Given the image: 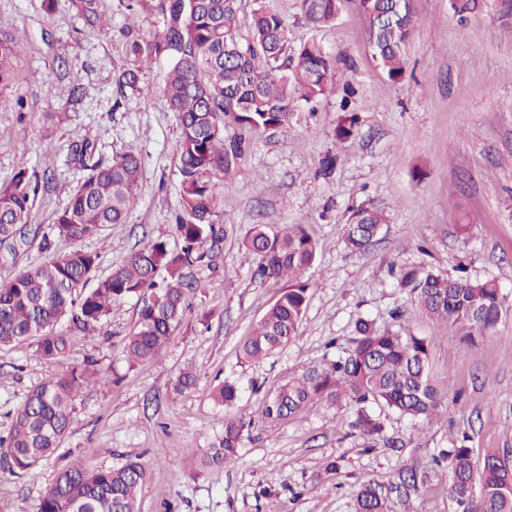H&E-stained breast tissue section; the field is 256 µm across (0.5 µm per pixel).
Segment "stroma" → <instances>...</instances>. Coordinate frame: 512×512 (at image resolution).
I'll return each instance as SVG.
<instances>
[{"label":"stroma","mask_w":512,"mask_h":512,"mask_svg":"<svg viewBox=\"0 0 512 512\" xmlns=\"http://www.w3.org/2000/svg\"><path fill=\"white\" fill-rule=\"evenodd\" d=\"M273 4L295 42L317 39L333 55L336 93L298 101L284 127L251 136L225 177L215 236L187 272L196 286L190 308L158 360L132 364L123 352L140 298L113 307L90 333L61 323L72 338L70 363L93 362L96 380L78 394L60 448L34 473L19 474L0 456V501L10 512H36L65 466L129 457L148 468L140 512H355L363 484L393 482L403 468L424 481L409 506L395 502L390 512H457L448 465L434 460L439 449L464 439L475 454L512 455V14L502 0H476L464 14L448 0H414L406 75L395 82L372 58L369 22L356 0H343L335 22L320 29L297 0ZM126 5L103 0L109 27L99 32L63 4L50 15L45 0H0V18L25 48L22 79L0 91V187L12 184L22 162L46 173L31 214L46 227L85 176L73 159L76 147L90 144L104 163L118 154L142 161L138 203L125 223L78 242L51 233L2 245L0 284L75 248L97 253L102 274L152 241L181 249L172 224L180 128L162 91V64L140 73L139 91L119 85ZM349 113L353 134L338 140L336 127ZM372 205L387 222L369 249L352 250L348 219ZM259 224L275 232L306 225L316 258L303 275L310 298L296 339L249 361L241 343L290 285L254 279L256 260L244 244ZM410 265L495 281L503 294L498 324L480 332L430 318L396 286L394 271ZM361 319L378 328L397 319L427 338L442 394L438 416L413 420L382 408V434L366 436L350 427L351 406L323 401L286 424L264 425L258 408L265 390L328 368L351 346ZM188 370L197 374L194 387L175 393ZM61 371L30 344L0 348V434L28 392ZM226 380L240 388L230 406L212 398ZM235 417L250 422L240 458L202 467L225 420Z\"/></svg>","instance_id":"1"}]
</instances>
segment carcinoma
I'll return each mask as SVG.
<instances>
[{
	"mask_svg": "<svg viewBox=\"0 0 512 512\" xmlns=\"http://www.w3.org/2000/svg\"><path fill=\"white\" fill-rule=\"evenodd\" d=\"M69 9L92 28L106 29L102 0H67ZM136 0L138 10L158 11L162 29L142 37L135 23L126 26V68L122 86L135 88L144 67L162 59L163 93L180 126L176 151L181 175L180 209L175 233L181 252L171 254L163 241L131 252L106 275H96L98 255L72 250L49 258L33 270L0 286V346L31 341L42 360L58 362L70 347V336L57 329L68 319L86 331L97 326L112 308L156 286L157 270L165 268L166 283L145 303L123 352L137 363L156 358L188 307L191 283L183 269L201 260V247L215 236L213 210L224 194V175L244 155L252 134L288 123L295 100L306 101L331 92L336 59L316 39L295 43L271 0ZM342 0H299L316 29L336 19ZM369 19L372 57L393 81L404 78L405 47L416 27L413 0H357ZM247 33H242V30ZM23 44L0 19V87H13L21 77ZM87 171L69 204L55 214L52 231L79 241L102 235L125 221L138 202L141 160L122 154L102 164L93 149L79 151ZM34 199L27 169L20 165L11 186L0 188V245H14L29 227ZM386 221L378 207L352 213L346 240L355 250L367 248ZM258 258L254 276L276 283L310 268L316 257L312 237L301 224L284 233L256 228L245 243ZM93 287H87L90 281ZM397 287L430 317L480 331L494 327L502 310V295L492 281L442 275L425 267H404ZM309 283L297 282L284 291L242 345L248 360L268 357L292 342L308 299ZM359 336L331 369L313 370L269 387L260 419L277 426L318 400H348L355 410L352 427L379 435L382 422L372 406L387 407L412 419H431L440 394L429 372L426 339L404 328L377 329L358 323ZM92 379L88 367H70L35 386L18 407L0 449L9 463L29 473L51 457L67 434L78 392ZM231 382L212 392L219 405L238 399ZM245 427L243 419L224 423V436L212 445L203 464L222 468L233 462ZM448 461V495L458 512H512V459L495 450L475 458L460 445L440 452ZM147 466L138 458L117 465L92 466L83 461L61 471L46 488L36 512H138V495ZM391 487L367 483L357 495L356 512H388Z\"/></svg>",
	"mask_w": 512,
	"mask_h": 512,
	"instance_id": "1",
	"label": "carcinoma"
}]
</instances>
